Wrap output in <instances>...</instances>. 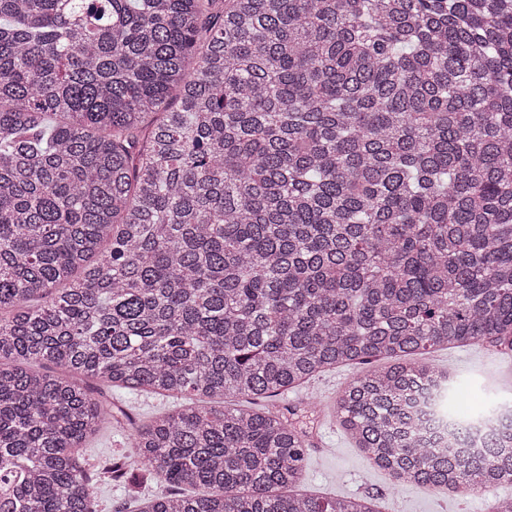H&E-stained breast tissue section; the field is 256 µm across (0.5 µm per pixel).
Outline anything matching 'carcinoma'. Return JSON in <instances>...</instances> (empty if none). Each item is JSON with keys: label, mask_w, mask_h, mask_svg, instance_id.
Returning a JSON list of instances; mask_svg holds the SVG:
<instances>
[{"label": "carcinoma", "mask_w": 512, "mask_h": 512, "mask_svg": "<svg viewBox=\"0 0 512 512\" xmlns=\"http://www.w3.org/2000/svg\"><path fill=\"white\" fill-rule=\"evenodd\" d=\"M512 349V0H0V512H98V386L136 512H360L293 493L274 397L397 481L512 483V405L422 436L436 347ZM457 445L477 449L469 455ZM161 481L170 490L148 496ZM102 392L112 398V407H115L116 412L120 411L117 413L119 419L118 422L112 421V429L102 430L94 440L87 442L83 455L89 465L100 472L98 480L93 484L99 512H132L134 508L129 506L124 488L105 473L113 455L124 456L131 467L136 468L140 464L135 448L130 446L126 417L144 420L176 407L182 408L186 401L180 397H163L121 388L103 387ZM438 392L433 386H419L412 393V402L417 415L425 422L437 424L439 417L435 408Z\"/></svg>", "instance_id": "obj_1"}]
</instances>
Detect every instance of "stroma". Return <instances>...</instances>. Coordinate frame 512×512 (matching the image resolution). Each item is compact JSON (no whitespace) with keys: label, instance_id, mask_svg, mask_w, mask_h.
<instances>
[{"label":"stroma","instance_id":"35a3bbf8","mask_svg":"<svg viewBox=\"0 0 512 512\" xmlns=\"http://www.w3.org/2000/svg\"><path fill=\"white\" fill-rule=\"evenodd\" d=\"M428 360L452 372L449 410L456 420L466 421L490 407L512 402V372L502 368L496 350L480 355L470 346L460 345L431 351ZM357 372V367L339 366L264 401L265 407L273 410L285 407L301 410L311 403L320 410L318 416L303 420L311 438L299 492L335 497L366 491L375 496L379 512H491L497 499L512 496V483L492 486L474 495L428 491L413 485L394 486L390 476L374 467L355 448L332 414L338 392ZM104 394L111 398L120 417L111 428L102 430L88 442L83 455L99 471L94 484L99 512H133L123 487L105 473L116 455L123 456L129 466L140 463L130 446L127 421L144 420L182 407L184 401L121 388L105 389Z\"/></svg>","mask_w":512,"mask_h":512}]
</instances>
